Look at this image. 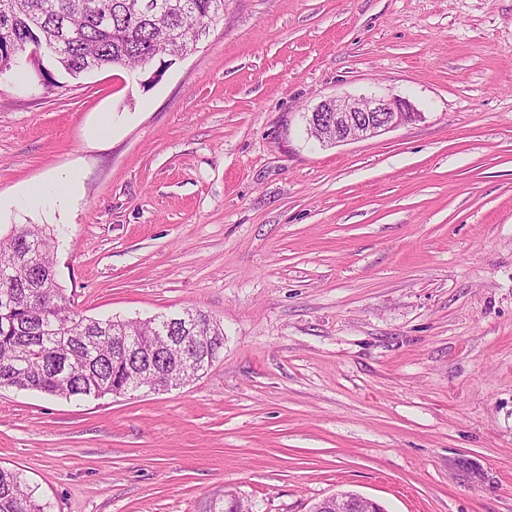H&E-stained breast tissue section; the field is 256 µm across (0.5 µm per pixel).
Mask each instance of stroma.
Listing matches in <instances>:
<instances>
[{
	"instance_id": "stroma-1",
	"label": "stroma",
	"mask_w": 512,
	"mask_h": 512,
	"mask_svg": "<svg viewBox=\"0 0 512 512\" xmlns=\"http://www.w3.org/2000/svg\"><path fill=\"white\" fill-rule=\"evenodd\" d=\"M42 63L0 77V232L57 230L84 315L197 308L224 352L160 393L1 389L0 466L49 512H512V0H224L173 62ZM371 95L422 117L308 135ZM419 116L403 98L341 97L320 102L307 114L306 120L309 129L315 125L336 127V137L318 140L333 144L371 139ZM323 500L336 501V512H361L363 506H367L369 512H382L379 503L353 493L334 494ZM342 505L346 507V511L338 510V507Z\"/></svg>"
}]
</instances>
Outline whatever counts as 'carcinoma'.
Here are the masks:
<instances>
[{"label": "carcinoma", "mask_w": 512, "mask_h": 512, "mask_svg": "<svg viewBox=\"0 0 512 512\" xmlns=\"http://www.w3.org/2000/svg\"><path fill=\"white\" fill-rule=\"evenodd\" d=\"M13 0L0 14V74L38 41L58 43L54 62L77 79L103 68L144 69L180 47H196L224 17V0ZM55 233L16 227L0 237V387L65 399L128 393L146 379L140 366L166 364L167 337H192L211 366L224 351V326L199 309L141 320H101L76 310L56 281ZM0 512H45L22 473L0 468Z\"/></svg>", "instance_id": "carcinoma-1"}]
</instances>
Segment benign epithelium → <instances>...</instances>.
I'll use <instances>...</instances> for the list:
<instances>
[{
	"label": "benign epithelium",
	"instance_id": "1",
	"mask_svg": "<svg viewBox=\"0 0 512 512\" xmlns=\"http://www.w3.org/2000/svg\"><path fill=\"white\" fill-rule=\"evenodd\" d=\"M419 117L410 102L401 98L383 97L328 99L316 105L306 116L308 126L336 128V136L326 142L341 143L371 139L391 129L408 124ZM336 506H345L346 512H382L381 505L353 493H340L328 497Z\"/></svg>",
	"mask_w": 512,
	"mask_h": 512
}]
</instances>
